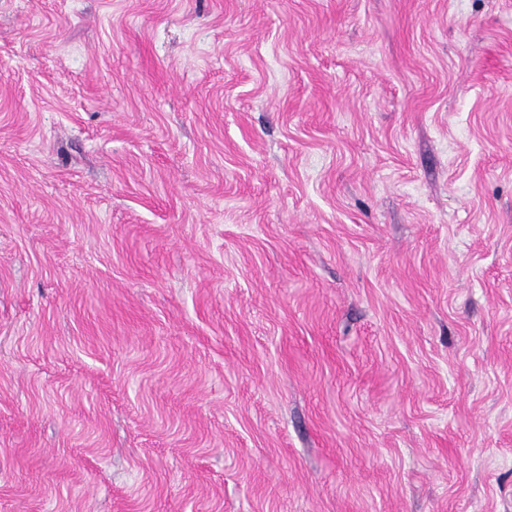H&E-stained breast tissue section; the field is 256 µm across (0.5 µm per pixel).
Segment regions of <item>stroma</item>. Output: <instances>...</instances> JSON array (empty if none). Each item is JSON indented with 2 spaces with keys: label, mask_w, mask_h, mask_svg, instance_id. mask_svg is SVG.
Wrapping results in <instances>:
<instances>
[{
  "label": "stroma",
  "mask_w": 512,
  "mask_h": 512,
  "mask_svg": "<svg viewBox=\"0 0 512 512\" xmlns=\"http://www.w3.org/2000/svg\"><path fill=\"white\" fill-rule=\"evenodd\" d=\"M0 512H512V0H0Z\"/></svg>",
  "instance_id": "35a3bbf8"
}]
</instances>
